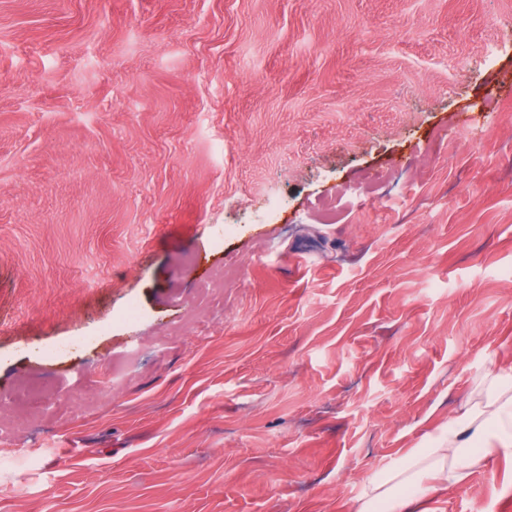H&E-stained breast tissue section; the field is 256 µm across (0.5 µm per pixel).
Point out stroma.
Here are the masks:
<instances>
[{
	"label": "stroma",
	"mask_w": 512,
	"mask_h": 512,
	"mask_svg": "<svg viewBox=\"0 0 512 512\" xmlns=\"http://www.w3.org/2000/svg\"><path fill=\"white\" fill-rule=\"evenodd\" d=\"M511 358L512 0H0V512H352Z\"/></svg>",
	"instance_id": "1"
}]
</instances>
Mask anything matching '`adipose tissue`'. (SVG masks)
<instances>
[{
  "mask_svg": "<svg viewBox=\"0 0 512 512\" xmlns=\"http://www.w3.org/2000/svg\"><path fill=\"white\" fill-rule=\"evenodd\" d=\"M512 449V366L480 374L465 402L434 425L423 443L367 480L353 512H425L423 505L465 482L473 470Z\"/></svg>",
  "mask_w": 512,
  "mask_h": 512,
  "instance_id": "1",
  "label": "adipose tissue"
}]
</instances>
